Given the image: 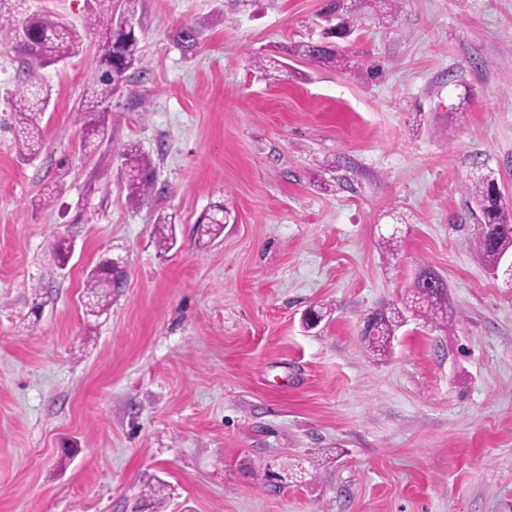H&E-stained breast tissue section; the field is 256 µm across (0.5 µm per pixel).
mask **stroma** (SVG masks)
<instances>
[{
	"label": "stroma",
	"mask_w": 512,
	"mask_h": 512,
	"mask_svg": "<svg viewBox=\"0 0 512 512\" xmlns=\"http://www.w3.org/2000/svg\"><path fill=\"white\" fill-rule=\"evenodd\" d=\"M325 3L142 0L146 74L113 98L111 140L80 148L89 38L41 72L30 162L22 57L0 41V512H136L157 482L162 512H512V283L478 255L464 190L479 169L512 199V0L362 6L336 69L295 52ZM130 142L164 188L135 206ZM216 202L230 220L199 241ZM109 254L124 281L91 321L86 276ZM423 267L452 324L408 319L370 359L365 317ZM317 303L331 317L305 330ZM285 464L301 478L262 488ZM156 243L160 251L167 252L175 245V234L173 226L175 217L173 215L159 217L156 220Z\"/></svg>",
	"instance_id": "stroma-1"
}]
</instances>
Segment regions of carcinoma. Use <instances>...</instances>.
<instances>
[{"mask_svg":"<svg viewBox=\"0 0 512 512\" xmlns=\"http://www.w3.org/2000/svg\"><path fill=\"white\" fill-rule=\"evenodd\" d=\"M27 0H0V40L18 43L19 33H27L28 41L19 50L24 56L23 73L26 85L15 94L13 102L17 153L21 160L36 157L42 148V119L47 108V97L40 71L46 66L73 57L84 50V36L92 35L97 41L98 61L87 76L82 98L86 121L82 147L102 141L108 134V109L125 84L128 72L144 73V60L138 41L129 39L117 25V19L135 18L140 0H95L85 34L47 13H26ZM359 0H330L322 16L339 23L342 38L353 32V17ZM296 52L325 66L336 63L338 47L327 43H306ZM127 186V200L136 205L155 195L156 175L151 157L139 146L128 144L120 149ZM469 196L470 213L477 221L474 244L481 254L489 273L512 281V269L504 266V258L512 254V208L499 191L490 173H480L465 184ZM229 211L218 202L203 214L198 224L206 235L219 237L224 232V221ZM156 243L164 252L175 245L173 226L175 217L163 216L156 220ZM124 274L100 264L86 282L87 314L98 316L108 309L112 289L119 287ZM448 284L431 268L421 270L408 289L400 307L380 309L372 313L376 322L373 341L364 342L366 352L373 357L385 356L396 330L403 324L406 314L435 323L448 318Z\"/></svg>","mask_w":512,"mask_h":512,"instance_id":"carcinoma-1","label":"carcinoma"}]
</instances>
